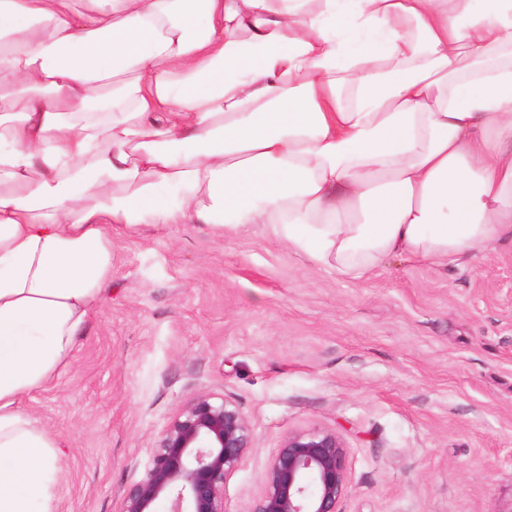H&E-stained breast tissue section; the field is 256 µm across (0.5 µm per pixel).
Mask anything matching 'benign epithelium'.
<instances>
[{"label":"benign epithelium","mask_w":512,"mask_h":512,"mask_svg":"<svg viewBox=\"0 0 512 512\" xmlns=\"http://www.w3.org/2000/svg\"><path fill=\"white\" fill-rule=\"evenodd\" d=\"M252 448L240 410L210 395L191 399L165 428L146 476L125 493L120 512H224V486ZM347 489L346 449L336 433L289 434L272 457L250 512H338Z\"/></svg>","instance_id":"1"}]
</instances>
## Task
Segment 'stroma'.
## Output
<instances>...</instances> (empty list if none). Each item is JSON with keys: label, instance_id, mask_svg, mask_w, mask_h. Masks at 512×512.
Here are the masks:
<instances>
[{"label": "stroma", "instance_id": "obj_1", "mask_svg": "<svg viewBox=\"0 0 512 512\" xmlns=\"http://www.w3.org/2000/svg\"><path fill=\"white\" fill-rule=\"evenodd\" d=\"M201 394L252 430L226 512H249L306 429L346 447L338 512H512V246L353 279L255 224L114 233L70 367L24 402L61 442L58 512H119Z\"/></svg>", "mask_w": 512, "mask_h": 512}]
</instances>
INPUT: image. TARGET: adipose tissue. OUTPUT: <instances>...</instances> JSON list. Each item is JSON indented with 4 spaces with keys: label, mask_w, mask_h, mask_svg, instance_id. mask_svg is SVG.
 Wrapping results in <instances>:
<instances>
[{
    "label": "adipose tissue",
    "mask_w": 512,
    "mask_h": 512,
    "mask_svg": "<svg viewBox=\"0 0 512 512\" xmlns=\"http://www.w3.org/2000/svg\"><path fill=\"white\" fill-rule=\"evenodd\" d=\"M0 512L112 233L261 225L354 279L512 241V0H0Z\"/></svg>",
    "instance_id": "ef3b65f1"
}]
</instances>
